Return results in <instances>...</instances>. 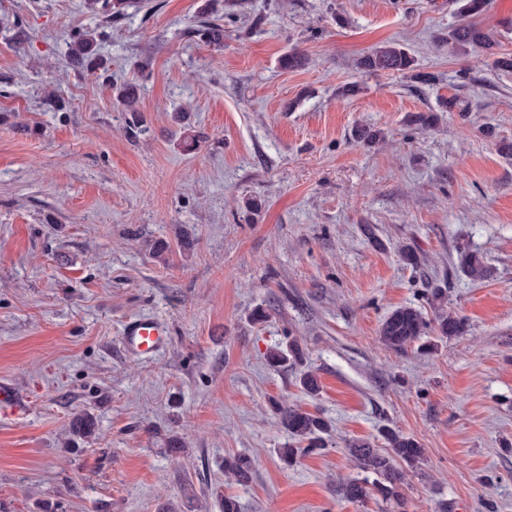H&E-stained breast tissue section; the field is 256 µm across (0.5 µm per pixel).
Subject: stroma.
I'll list each match as a JSON object with an SVG mask.
<instances>
[{"mask_svg":"<svg viewBox=\"0 0 512 512\" xmlns=\"http://www.w3.org/2000/svg\"><path fill=\"white\" fill-rule=\"evenodd\" d=\"M462 21L457 0H141L112 21L0 0V379L28 402L0 416V512H512V70L442 44ZM78 29L109 80L67 68ZM388 43L432 82L358 68ZM293 49L306 66L281 68ZM429 110L435 128L409 125ZM436 288L466 335L385 349L387 315L433 317ZM139 316L167 322L163 352L125 354ZM291 338L316 394L266 363ZM273 400L329 419L324 449L284 463ZM385 427L425 450L401 508L341 492L348 443L383 447ZM234 455L248 482L225 478ZM458 261L461 270L473 280H482L490 274L489 268L484 261V256L478 251L460 247L458 250Z\"/></svg>","mask_w":512,"mask_h":512,"instance_id":"1","label":"stroma"}]
</instances>
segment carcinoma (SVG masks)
Instances as JSON below:
<instances>
[{"label":"carcinoma","mask_w":512,"mask_h":512,"mask_svg":"<svg viewBox=\"0 0 512 512\" xmlns=\"http://www.w3.org/2000/svg\"><path fill=\"white\" fill-rule=\"evenodd\" d=\"M460 13L468 18L448 31V45L459 53L465 54L472 48H481L488 54H494L498 41L488 30L475 22L485 8V0H461ZM136 0H86L88 10L109 19L118 18L135 6ZM200 36L208 44L221 45L224 42V26L215 21L204 23ZM67 64L74 70H103L105 66L96 49L94 32L79 31L72 36ZM415 61L402 47L396 44L379 46L360 61V67L368 72L397 71L413 74ZM409 122L420 129H429L437 125V113L418 112L410 116ZM461 270L474 280H482L490 274L484 256L475 250L461 247L458 250ZM430 304L434 308V318L428 320L422 312L410 306L395 309L384 320L380 329V339L385 347L393 351H403L424 336L435 335L439 338H455L467 333L466 319L448 310L446 294L437 289L431 293ZM270 365L300 366L303 352L296 340L273 350L268 355ZM274 413L288 433V440L279 449L282 461L292 463L301 454H312L324 447L323 434L327 433L330 423L319 414L304 411L286 402L273 401ZM71 433L89 440L95 435V423L88 414L77 413L71 423ZM386 450L380 451L368 441H354L348 445L349 453L358 469L366 473L362 478L352 479L342 487L344 497L350 501L361 502L370 492H375L384 500L398 505L404 503L403 487L406 470L417 469L424 461V448L414 438L395 429L382 433ZM253 468L252 461L245 456H235L224 460V475L238 481H245Z\"/></svg>","instance_id":"cac0c4a2"}]
</instances>
